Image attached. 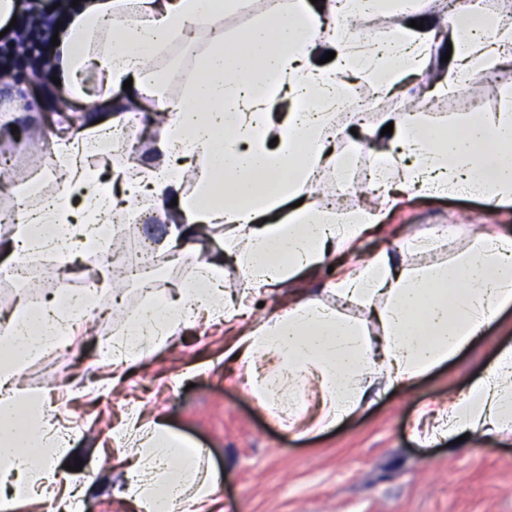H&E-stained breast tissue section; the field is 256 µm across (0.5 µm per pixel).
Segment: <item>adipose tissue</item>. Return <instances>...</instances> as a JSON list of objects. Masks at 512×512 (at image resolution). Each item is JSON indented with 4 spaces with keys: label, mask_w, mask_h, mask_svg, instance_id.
<instances>
[{
    "label": "adipose tissue",
    "mask_w": 512,
    "mask_h": 512,
    "mask_svg": "<svg viewBox=\"0 0 512 512\" xmlns=\"http://www.w3.org/2000/svg\"><path fill=\"white\" fill-rule=\"evenodd\" d=\"M422 0H349L351 28L386 14L403 25L363 51L329 26L340 0H276L264 18L232 41L213 35L198 76L179 98L154 142L159 165L134 159L114 163L113 128L140 122L163 96L151 63L177 40L209 30L216 16L245 8L246 0H79L59 35L55 69L67 104H94L103 120L65 118L51 139V177L63 193L30 194L16 202L15 241L33 251L81 246L100 239L118 202L149 199L169 211L167 242L204 229H224L223 249L243 274L240 290L224 289L220 262H200L194 279L175 284L144 304L108 348L113 363L137 365L194 315L233 321L251 298L272 293L333 255L353 250L400 196L477 197L487 205L512 203V96L498 111L470 118L458 131L417 117L393 120L388 147L377 155L376 201L348 212L314 207L311 198L335 156L341 133L333 117L353 80L375 78L391 88L420 73L434 35ZM422 28L409 27V20ZM453 64L438 93L478 85L512 46L503 26L464 5L448 22ZM334 52L326 66L316 54ZM131 82L132 108L113 111L112 92ZM195 190L185 193V179ZM448 240L447 226L400 240L354 270L326 282L336 298L327 306L289 300L247 327L231 349L247 368V392L285 415L284 429L301 419L334 427L380 391H402L443 366L512 309V233L492 231L460 242L451 263L408 267V255H429ZM360 307L363 318L345 315ZM84 300L14 308L0 334V479L10 486L12 512L41 501H66L55 462L68 445L46 415L43 398L15 387L26 362L40 357L83 326ZM479 432L512 435V345L460 393L449 396L430 424L415 430L424 445L441 437ZM126 455L125 497L137 512H160L170 497L190 496L194 512H215L217 477H198L203 448L137 413L112 429Z\"/></svg>",
    "instance_id": "1"
}]
</instances>
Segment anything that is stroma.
I'll list each match as a JSON object with an SVG mask.
<instances>
[{
    "label": "stroma",
    "instance_id": "35a3bbf8",
    "mask_svg": "<svg viewBox=\"0 0 512 512\" xmlns=\"http://www.w3.org/2000/svg\"><path fill=\"white\" fill-rule=\"evenodd\" d=\"M210 43L208 32H198L187 43L175 45L169 59L157 61L155 70L166 94L179 97L194 78L192 64ZM38 63L33 55L26 64L38 109L0 124V151L48 140L53 130L60 106L57 87L42 76ZM365 95L368 126L337 143L338 154L354 157L360 168L368 166L378 150L371 130L407 103L422 101L429 119L451 127L471 113L461 94H435L428 80L412 74L388 91L366 82ZM385 222L381 231L362 240L356 253L342 256L341 267L369 261L394 239L417 236L440 224L457 225L464 238L487 229L511 231L512 205L493 208L477 198L413 197L398 202ZM180 247L182 259L168 263L158 289L193 278L198 261L219 258L224 261L225 288H239L241 272L224 259L218 230L188 238ZM122 293L124 304L111 326L85 324L78 338L81 348L105 333H120L140 308L137 284L125 283ZM287 301V292L277 291L265 298L263 307L252 308L238 321L197 318L131 371L99 359L91 373L85 365H73L65 385L53 378L58 355L49 351L29 362L22 379L24 393H46L67 403L57 422L73 436L66 464L56 470L59 483L77 482L88 512H133L123 496V450L110 436L113 424L137 407L142 422L161 420L205 449L203 465L218 476L223 512H512V437L473 433L456 444L442 439L423 448L411 433L425 405L463 390L500 346L512 344V311L471 347L406 390L381 394L334 428L288 432L280 427L275 411L247 396L244 367L224 362V349L235 336ZM77 460L82 469L71 470Z\"/></svg>",
    "mask_w": 512,
    "mask_h": 512
}]
</instances>
